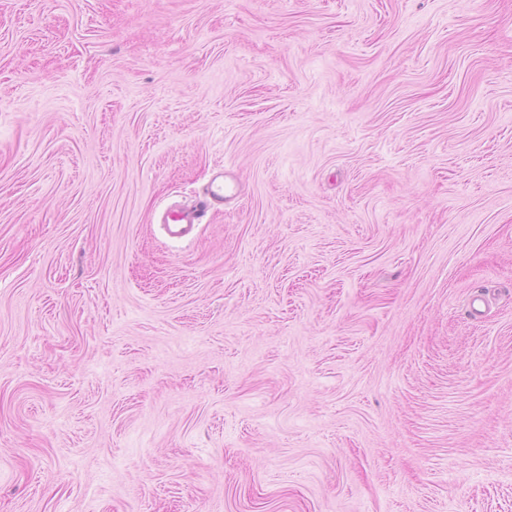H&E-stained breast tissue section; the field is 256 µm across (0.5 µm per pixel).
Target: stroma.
Segmentation results:
<instances>
[{
  "label": "stroma",
  "instance_id": "obj_1",
  "mask_svg": "<svg viewBox=\"0 0 512 512\" xmlns=\"http://www.w3.org/2000/svg\"><path fill=\"white\" fill-rule=\"evenodd\" d=\"M0 512H512V0H0ZM224 173L217 171L210 182L196 195L194 203L187 211L180 213L166 224V231L172 238L189 236L196 224H202L207 214L224 205Z\"/></svg>",
  "mask_w": 512,
  "mask_h": 512
}]
</instances>
